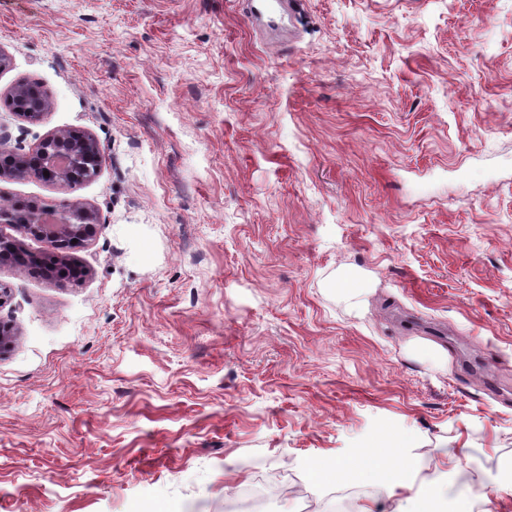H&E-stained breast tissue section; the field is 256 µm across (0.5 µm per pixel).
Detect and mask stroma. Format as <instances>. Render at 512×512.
Listing matches in <instances>:
<instances>
[{"label":"stroma","instance_id":"1","mask_svg":"<svg viewBox=\"0 0 512 512\" xmlns=\"http://www.w3.org/2000/svg\"><path fill=\"white\" fill-rule=\"evenodd\" d=\"M288 3L273 36L243 0H0L7 147L105 154L0 180L101 224L76 280L0 266V512H334L366 448L512 512V0ZM10 101L15 113L27 121H36L48 107V101L40 91L35 86L24 83L14 87L10 93ZM58 159L63 163L59 164ZM103 152L91 136L72 130L45 138L31 154L0 150V179L37 178L76 186L94 178L103 163ZM48 171L49 176H44Z\"/></svg>","mask_w":512,"mask_h":512}]
</instances>
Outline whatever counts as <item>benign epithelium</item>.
<instances>
[{"instance_id": "1", "label": "benign epithelium", "mask_w": 512, "mask_h": 512, "mask_svg": "<svg viewBox=\"0 0 512 512\" xmlns=\"http://www.w3.org/2000/svg\"><path fill=\"white\" fill-rule=\"evenodd\" d=\"M10 101L15 113L27 121L37 120L48 107L40 91L24 83L14 87ZM103 160V152L91 136L62 130L45 138L31 154L1 149L0 179L37 178L76 186L94 178ZM0 224H10L21 235L40 238L48 244V252L33 254L25 251L18 239L0 234V265L10 264L56 281H71L81 276V270L74 265L72 240L79 244L86 242L100 228L95 212L80 204L60 210L1 206Z\"/></svg>"}]
</instances>
